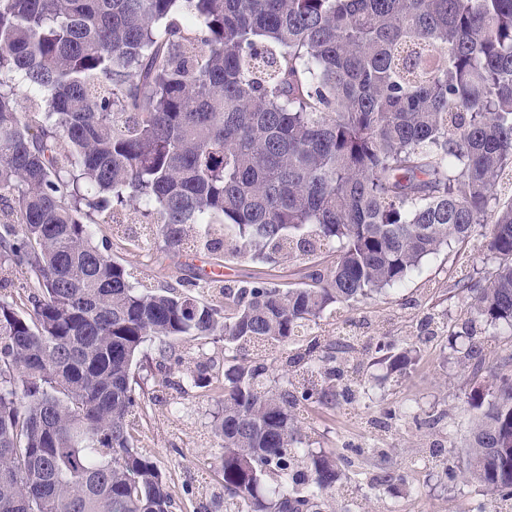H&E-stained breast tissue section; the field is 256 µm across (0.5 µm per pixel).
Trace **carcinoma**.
I'll return each instance as SVG.
<instances>
[{
	"mask_svg": "<svg viewBox=\"0 0 512 512\" xmlns=\"http://www.w3.org/2000/svg\"><path fill=\"white\" fill-rule=\"evenodd\" d=\"M40 98L17 100V81ZM512 0H0V512H172L133 431L148 342L224 343V512H351L346 454L303 447L298 411L355 402L351 346L317 320L403 282L451 239L464 274L466 393L454 453L512 504ZM177 253L336 259L311 282L142 288L96 243L131 215ZM282 349L267 361L265 352ZM414 341L381 344L388 373ZM199 361L182 382L212 381ZM370 489L410 488L385 448Z\"/></svg>",
	"mask_w": 512,
	"mask_h": 512,
	"instance_id": "carcinoma-1",
	"label": "carcinoma"
}]
</instances>
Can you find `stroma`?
<instances>
[{"instance_id": "35a3bbf8", "label": "stroma", "mask_w": 512, "mask_h": 512, "mask_svg": "<svg viewBox=\"0 0 512 512\" xmlns=\"http://www.w3.org/2000/svg\"><path fill=\"white\" fill-rule=\"evenodd\" d=\"M97 240L114 260L153 288L195 280L214 267L221 268L227 283L261 278L288 286L299 282L313 266L304 257L276 263L219 260L201 249L155 256L118 236L107 224L101 225ZM464 270L483 275L488 267L480 261L477 242L452 240L426 257L400 285L353 304L349 314L362 323L357 333L369 339L366 351L350 363L360 392L350 406L316 405L301 411L298 419L306 446L338 451L373 445L389 449L398 463L421 455L436 440L464 446L470 418L466 405L470 370L448 344L449 333L462 329L461 303L448 291ZM430 308L440 314L445 331L421 345L406 373L385 374L374 363L377 344L415 338L420 332L418 320ZM157 360V348L151 345L133 368V385L145 406L136 432L139 444L150 452L166 480L175 501L173 512H224L222 450L211 431L223 392L215 382L206 388H178L181 371L162 375ZM386 406L418 414L420 426L378 427L375 419ZM377 467L372 457L355 461L349 494L356 512H471L485 498L462 475L446 477L436 467L410 472L411 493L389 491L378 498H365L366 484Z\"/></svg>"}]
</instances>
